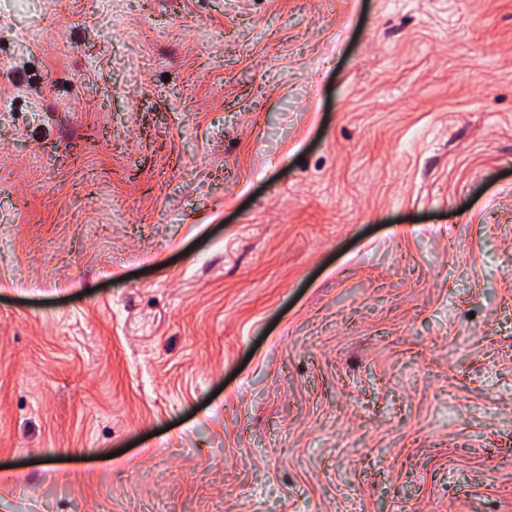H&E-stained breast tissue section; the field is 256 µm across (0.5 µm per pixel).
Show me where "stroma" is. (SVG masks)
<instances>
[{
  "label": "stroma",
  "instance_id": "1",
  "mask_svg": "<svg viewBox=\"0 0 512 512\" xmlns=\"http://www.w3.org/2000/svg\"><path fill=\"white\" fill-rule=\"evenodd\" d=\"M0 512H512V0H0Z\"/></svg>",
  "mask_w": 512,
  "mask_h": 512
}]
</instances>
